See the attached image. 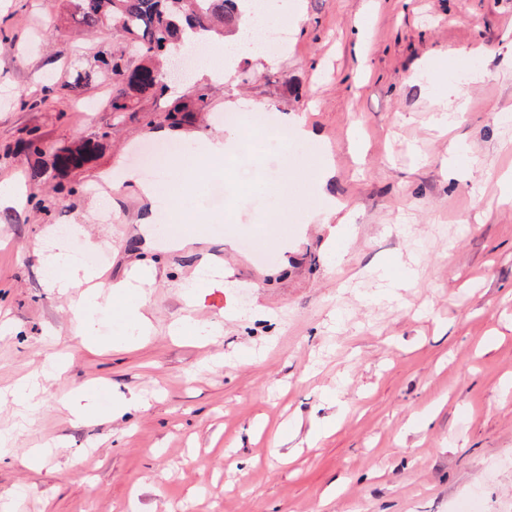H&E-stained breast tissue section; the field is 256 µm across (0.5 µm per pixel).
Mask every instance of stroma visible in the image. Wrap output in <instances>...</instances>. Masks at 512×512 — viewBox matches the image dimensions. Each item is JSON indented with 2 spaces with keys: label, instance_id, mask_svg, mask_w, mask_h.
Instances as JSON below:
<instances>
[{
  "label": "stroma",
  "instance_id": "35a3bbf8",
  "mask_svg": "<svg viewBox=\"0 0 512 512\" xmlns=\"http://www.w3.org/2000/svg\"><path fill=\"white\" fill-rule=\"evenodd\" d=\"M277 2L294 17L287 51L218 80L193 63L118 113L96 56L133 69L134 46L109 26L84 33L69 0H0V501L13 512H461L475 497L512 512V202L491 178L512 164V0ZM76 62L96 75L75 95ZM451 85L467 104L447 133L434 116ZM199 88L208 106L171 125ZM228 112L302 116L311 135L284 155L242 142L223 171L197 150ZM32 132L47 164L98 147L34 181L17 150ZM453 139L469 149L457 173ZM169 144L184 162L154 174L157 196L130 182L107 206L114 179L142 177L140 152ZM188 169V209L162 207ZM323 191L353 216L332 247L308 227ZM149 216L198 243L144 239ZM76 250L101 256L105 285L154 267L147 341L111 343L133 290L96 314L102 342L85 348L42 269ZM184 318L199 330L173 338ZM52 358L57 376L16 404L14 385ZM92 390L97 408L76 419L65 402ZM131 394L145 409L112 417ZM93 151L90 141H81L73 147L60 149L54 154L53 170L63 173L81 167Z\"/></svg>",
  "mask_w": 512,
  "mask_h": 512
}]
</instances>
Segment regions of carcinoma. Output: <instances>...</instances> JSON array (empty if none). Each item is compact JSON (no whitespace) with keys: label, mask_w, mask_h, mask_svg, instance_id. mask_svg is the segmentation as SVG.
Wrapping results in <instances>:
<instances>
[{"label":"carcinoma","mask_w":512,"mask_h":512,"mask_svg":"<svg viewBox=\"0 0 512 512\" xmlns=\"http://www.w3.org/2000/svg\"><path fill=\"white\" fill-rule=\"evenodd\" d=\"M79 21L89 33L96 32L104 21L113 18L122 32L134 42L147 63L131 72L124 70L120 60L101 56L100 62L118 78L119 88L112 94L110 108L127 112L134 99L147 92L165 93L167 86L163 67L153 63L156 56L181 42L186 30L211 31L216 21L234 28L240 21L237 0H74ZM92 71L72 68L67 87L76 91L88 85ZM206 89L194 94L170 109L169 117L176 121L181 113L198 112L208 106ZM93 151L89 141L63 148L54 154L53 170L63 173L83 165Z\"/></svg>","instance_id":"obj_1"}]
</instances>
